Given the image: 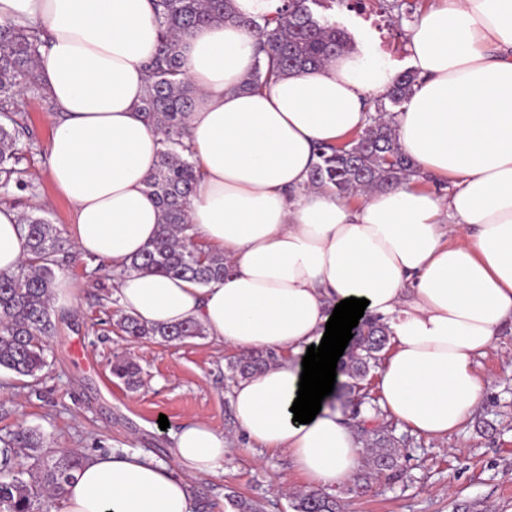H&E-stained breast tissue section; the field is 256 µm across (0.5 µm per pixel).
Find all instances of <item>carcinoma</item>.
<instances>
[{
  "instance_id": "carcinoma-1",
  "label": "carcinoma",
  "mask_w": 512,
  "mask_h": 512,
  "mask_svg": "<svg viewBox=\"0 0 512 512\" xmlns=\"http://www.w3.org/2000/svg\"><path fill=\"white\" fill-rule=\"evenodd\" d=\"M349 0H284L275 16L260 14L242 18L232 0H151L153 17L160 28L156 55L146 65L147 80L139 112L161 135L156 166L145 180L147 191L156 199L162 223L155 239L132 259L130 268L191 280L206 285L224 277V255L201 246L184 248L181 242L193 238L187 221V207L198 181L191 143L184 117L192 110L196 88L185 78L181 38L190 30L214 22L231 21L246 27L257 38L254 71L242 88L259 89L281 74L316 68L329 59L350 52V34L334 22L316 16L314 7ZM380 9L396 13L398 19L414 18V0H377ZM44 45L41 31L34 25L0 24V186L14 184L24 191L28 184L18 168L21 138H32L26 125L13 112L15 99L25 91L48 100L37 72V58ZM418 75L401 72L382 95L368 100V121L348 140L317 149L308 186L326 188L339 197H350L393 186L416 173L415 162L402 150L395 129L397 110L411 98ZM21 224L29 256L21 270L0 273V369L18 376L38 379L46 367L45 339L53 334L51 302L57 272L63 266L59 231L47 218L25 212ZM116 329L133 338H160L180 343L204 335L197 321L171 326H149L130 315L114 322ZM386 323L366 317L356 326V334L338 368L349 378L354 415L370 405L380 414L379 405L363 395L372 369L382 360L388 342ZM273 351H257L228 362L231 379L250 378L275 364ZM112 375L129 389L138 385L139 368L129 360H117ZM358 435L371 448L367 470L339 495L309 489L293 496V512H341L342 496L368 488L373 475L396 474L402 451L382 426L362 427ZM43 434L36 428L20 426L0 439V512H42L41 503L62 489L83 465L86 455L67 453L58 459L45 451ZM232 512H260V506L237 495L227 496Z\"/></svg>"
}]
</instances>
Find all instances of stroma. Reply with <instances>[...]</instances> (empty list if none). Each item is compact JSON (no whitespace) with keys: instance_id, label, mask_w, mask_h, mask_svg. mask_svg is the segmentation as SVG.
Segmentation results:
<instances>
[{"instance_id":"stroma-1","label":"stroma","mask_w":512,"mask_h":512,"mask_svg":"<svg viewBox=\"0 0 512 512\" xmlns=\"http://www.w3.org/2000/svg\"><path fill=\"white\" fill-rule=\"evenodd\" d=\"M325 17L346 29L354 41L369 38L387 60L407 67L406 27L382 16L375 0L353 12L334 4ZM16 110L35 132L23 146L20 163L26 191L0 188V204L18 212L43 208L70 260L63 267L78 290L74 306L54 307L56 332L45 351L39 381L0 370V436L18 426L40 428L49 448L137 450L170 462L173 433L197 417L233 439L220 476L201 477L192 486L198 512H230L227 494L257 501L262 512H292L281 481L297 488L302 479L286 452L249 448L229 400L227 362L231 351L208 337L182 343L122 338L108 319L114 312L117 278L108 266L79 254L70 226L71 204L48 177L49 105L34 94L18 99ZM141 368V383L128 389L112 376L115 359ZM487 384L482 405L450 440L428 439L397 424L383 423L400 441L403 474L393 481L375 478L368 492L347 499L344 512H512V330L503 329L494 349L477 360ZM167 416L169 429L158 419Z\"/></svg>"}]
</instances>
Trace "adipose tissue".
<instances>
[{"instance_id": "1", "label": "adipose tissue", "mask_w": 512, "mask_h": 512, "mask_svg": "<svg viewBox=\"0 0 512 512\" xmlns=\"http://www.w3.org/2000/svg\"><path fill=\"white\" fill-rule=\"evenodd\" d=\"M5 22L49 35L37 63L49 174L74 208L78 252L117 273L120 313L154 326L195 320L236 354L278 353L231 390L251 445L287 451L310 489L356 478L365 448L335 396L310 423L291 412L308 347L350 297L367 299L366 314L389 328L383 409L433 440L468 421L486 393L476 359L512 324V0H433L408 29L421 81L396 117L397 139L452 191L410 178L356 205L307 183L316 146L360 131L368 99L398 74L374 45L246 90L252 32L224 22L184 35L185 75L198 89L186 125L201 173L187 219L226 264L204 287L129 267L161 222L144 184L161 134L138 110L159 40L149 0H0ZM26 257L19 213L0 205V272ZM173 440L169 465L138 451L91 456L56 512H196L190 479L223 473L227 440L202 419Z\"/></svg>"}]
</instances>
